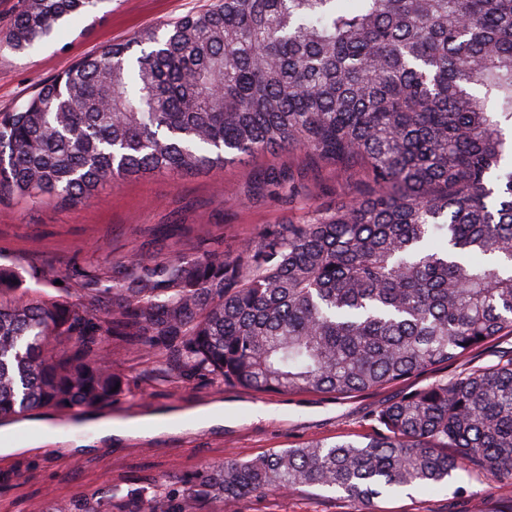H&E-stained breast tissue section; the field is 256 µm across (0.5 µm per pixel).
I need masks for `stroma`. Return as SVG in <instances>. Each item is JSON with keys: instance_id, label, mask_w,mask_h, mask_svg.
<instances>
[{"instance_id": "stroma-1", "label": "stroma", "mask_w": 512, "mask_h": 512, "mask_svg": "<svg viewBox=\"0 0 512 512\" xmlns=\"http://www.w3.org/2000/svg\"><path fill=\"white\" fill-rule=\"evenodd\" d=\"M217 0H106L61 35L27 54L0 49V112L24 101L41 83L100 48L128 41ZM275 163L292 172L299 200L268 193L258 182L264 161L214 167L188 175L155 174L106 186L90 201L60 207L0 197V265L18 272L25 287L51 269L58 281L46 293L76 306L88 298L73 274L94 266L120 278L133 260L149 263L197 257L212 250L233 257L268 224L303 221L305 205L335 207L356 179L350 170L316 163L304 151L280 152ZM103 360L125 381L111 410L96 417L172 415L220 400L224 424L175 434L137 437L63 451L38 444L0 455V512H47L49 505L77 512L109 498L113 486L130 490L222 463L248 460L275 448L309 441H368L377 432L369 413L396 393L386 386L339 398L330 393H256L203 375L161 377L127 338H112ZM500 489L457 471L438 490L379 501V512H502ZM351 503L314 488L285 497H251L233 505L210 501L205 512H352Z\"/></svg>"}]
</instances>
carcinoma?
<instances>
[{
  "instance_id": "obj_1",
  "label": "carcinoma",
  "mask_w": 512,
  "mask_h": 512,
  "mask_svg": "<svg viewBox=\"0 0 512 512\" xmlns=\"http://www.w3.org/2000/svg\"><path fill=\"white\" fill-rule=\"evenodd\" d=\"M103 0H20L27 53ZM299 149L359 178L352 199L264 227L235 258L75 272L87 306L0 269V417L108 404L114 336L164 370L261 393L399 385L512 336V0H218L113 43L0 112V192L71 206L99 187ZM260 183L291 189L287 171ZM367 443L308 442L149 482L141 512L302 487L375 512L453 472L512 487V350L401 392Z\"/></svg>"
}]
</instances>
